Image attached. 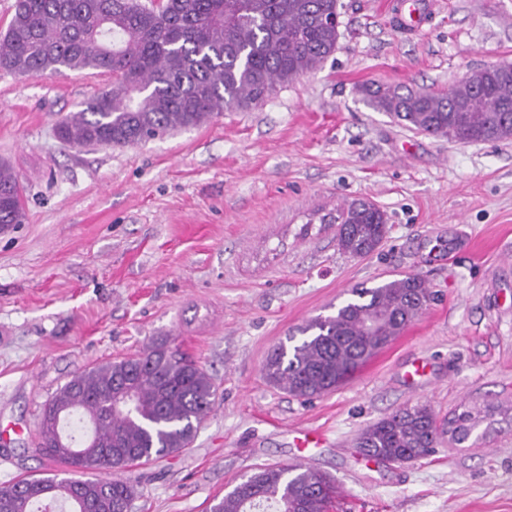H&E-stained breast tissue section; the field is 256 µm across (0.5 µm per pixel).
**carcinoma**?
<instances>
[{"mask_svg": "<svg viewBox=\"0 0 512 512\" xmlns=\"http://www.w3.org/2000/svg\"><path fill=\"white\" fill-rule=\"evenodd\" d=\"M338 0H17L0 34V71L38 76L48 70L95 69L112 74V88L61 122L70 146H126L198 126L222 112L260 105L278 85L316 71L336 50L329 22ZM367 102L400 124L450 143L512 137V69L478 72L446 93L368 82ZM22 186L0 164V224L23 223ZM336 244L352 257L374 252L388 234L378 207L353 202L330 217ZM332 315L298 328L302 335L275 347L262 366L268 384L311 400L349 381L432 300L418 274L375 287L357 285ZM216 402L212 377L195 361L163 345L93 367L72 378L44 404L43 454L96 478L48 473L0 486L5 512H125L133 486L111 475L141 461L188 448ZM63 414L70 447H56L46 425ZM483 410L454 413L457 443L479 428ZM439 429L425 405L404 406L367 426L356 447L378 462L410 463L435 452ZM336 486L294 464L267 465L246 476L212 512H329Z\"/></svg>", "mask_w": 512, "mask_h": 512, "instance_id": "obj_1", "label": "carcinoma"}]
</instances>
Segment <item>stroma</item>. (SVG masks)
Segmentation results:
<instances>
[{"label": "stroma", "mask_w": 512, "mask_h": 512, "mask_svg": "<svg viewBox=\"0 0 512 512\" xmlns=\"http://www.w3.org/2000/svg\"><path fill=\"white\" fill-rule=\"evenodd\" d=\"M395 2L339 0L320 69L137 146L56 137L111 74L0 71V161L25 209L0 228V484L55 470L36 446L61 386L164 342L207 370L216 406L190 448L121 472L133 512H210L257 467L299 461L336 481L334 512H512V139L440 140L358 91L444 93L512 63V0H430L411 31ZM358 199L388 216L365 258L322 221ZM407 273L433 301L349 382L309 401L266 382L267 355L299 327ZM417 404L441 421L499 411L477 444L415 463L356 454L365 427Z\"/></svg>", "instance_id": "1"}]
</instances>
